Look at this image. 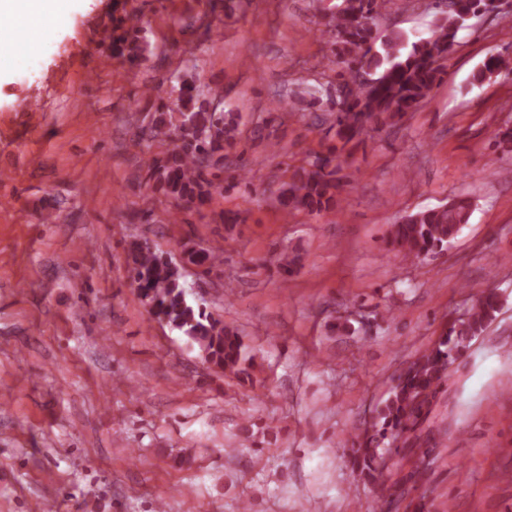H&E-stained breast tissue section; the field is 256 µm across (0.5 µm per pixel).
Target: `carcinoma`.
I'll use <instances>...</instances> for the list:
<instances>
[{"label":"carcinoma","mask_w":512,"mask_h":512,"mask_svg":"<svg viewBox=\"0 0 512 512\" xmlns=\"http://www.w3.org/2000/svg\"><path fill=\"white\" fill-rule=\"evenodd\" d=\"M495 8L494 0H449L448 7L437 8L430 35L411 40L398 30L376 36L377 0H341L329 22L336 45L329 67L337 68L340 82L307 90L321 101L328 131L334 133L341 147L361 144L371 124L401 119L428 101L445 74V60L469 17ZM118 29L122 33L111 36L113 52L127 56L132 63L140 62L141 36L121 23ZM501 73H512L511 57H490L474 74V80L482 82ZM217 99H224L223 91L209 85L202 89L182 81L168 87L159 81L135 101L149 116L136 125L138 141L148 148L154 142L172 144L161 156L145 157L144 185L147 191L172 200L181 213L209 204L222 183L234 181V177L224 176V149L238 140L239 122L231 112L210 108ZM275 121L271 115L255 130L271 147L277 139ZM339 171L334 149L314 153L304 164L286 168L288 181L275 197L278 208L285 216L335 211L343 189ZM472 209V197L461 194L444 205L411 213L390 225L386 244L405 261H422L448 248L469 223ZM130 257L129 277L154 320L197 345L222 371L248 373L252 362L241 337L189 297L177 263L137 241L130 244ZM183 258L210 271L224 264V248L216 243L198 249L186 242ZM500 304L495 290L481 292L467 318L453 323L433 347L402 369L375 420L353 441L352 465L359 477L377 480L386 452L430 446L422 424L448 367Z\"/></svg>","instance_id":"obj_1"}]
</instances>
